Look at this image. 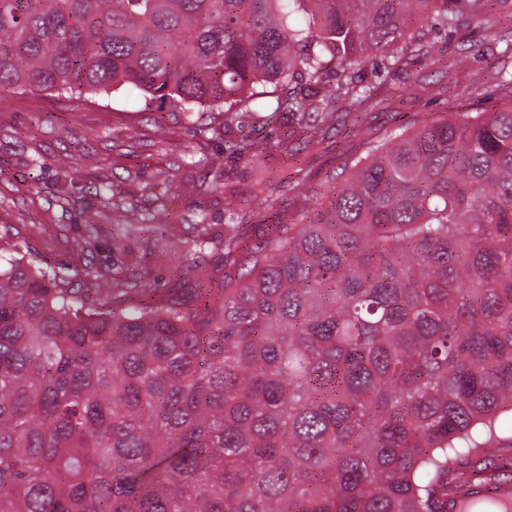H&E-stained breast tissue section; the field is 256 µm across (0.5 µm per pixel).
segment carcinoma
<instances>
[{"label":"carcinoma","mask_w":512,"mask_h":512,"mask_svg":"<svg viewBox=\"0 0 512 512\" xmlns=\"http://www.w3.org/2000/svg\"><path fill=\"white\" fill-rule=\"evenodd\" d=\"M512 0H0V91L119 88L177 112L338 124L404 97L430 29ZM512 53V24L492 31ZM490 112L348 133L342 178L245 238L227 211L155 243L193 286L0 249V512H512V70ZM283 147L231 143L259 157ZM80 277L87 287L80 288ZM461 461L467 470L456 473Z\"/></svg>","instance_id":"1"}]
</instances>
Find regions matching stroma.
Returning a JSON list of instances; mask_svg holds the SVG:
<instances>
[{"instance_id":"1","label":"stroma","mask_w":512,"mask_h":512,"mask_svg":"<svg viewBox=\"0 0 512 512\" xmlns=\"http://www.w3.org/2000/svg\"><path fill=\"white\" fill-rule=\"evenodd\" d=\"M489 17L455 33L434 32L436 49L447 56L458 40L472 46V64L466 70L440 69L427 76L422 96L370 109L365 123L377 133L395 126L411 112L440 113L460 109L490 110L497 99L461 96L462 86L482 77L487 59L498 46ZM205 119L174 111L158 100L120 90L108 97L71 99L40 91L0 92V245L33 253L38 262L59 267L77 264L70 239L84 236L88 216L97 211V194L110 187L133 197L138 216L154 213L165 190L173 195L168 209L186 232L199 218H207L212 231H221L228 209L242 211L250 234L270 217L262 200L273 196L279 210L295 208L293 187L305 178L309 187L326 193L335 184L343 153L354 151L355 139L330 133L320 144L289 142L294 158L275 151L242 159L229 152L228 140L283 138L288 122L283 117L259 119L249 112L236 113L229 138L205 130ZM98 151L104 158L95 168L84 167L80 149ZM223 153L224 186H211L202 159ZM237 189L236 198L224 193L225 185ZM165 231L154 223L150 232L127 225L124 217L98 220V233L88 245L94 264L119 271L122 280L147 288L168 287L174 267L192 266L191 257L159 259L152 253L154 239Z\"/></svg>"}]
</instances>
